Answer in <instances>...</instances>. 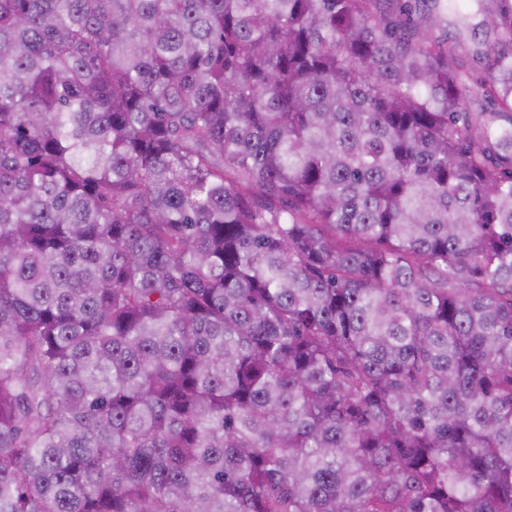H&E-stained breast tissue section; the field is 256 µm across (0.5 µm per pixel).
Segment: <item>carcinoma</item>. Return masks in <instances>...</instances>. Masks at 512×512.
Returning a JSON list of instances; mask_svg holds the SVG:
<instances>
[{
	"mask_svg": "<svg viewBox=\"0 0 512 512\" xmlns=\"http://www.w3.org/2000/svg\"><path fill=\"white\" fill-rule=\"evenodd\" d=\"M507 111L512 0H0V512H512Z\"/></svg>",
	"mask_w": 512,
	"mask_h": 512,
	"instance_id": "1",
	"label": "carcinoma"
}]
</instances>
